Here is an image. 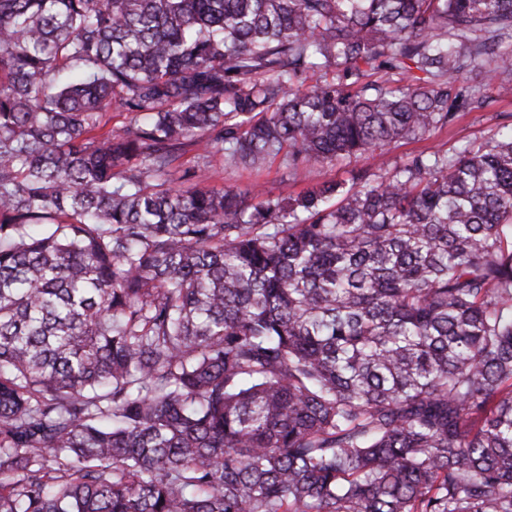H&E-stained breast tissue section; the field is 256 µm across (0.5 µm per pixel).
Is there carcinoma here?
Masks as SVG:
<instances>
[{
    "label": "carcinoma",
    "mask_w": 512,
    "mask_h": 512,
    "mask_svg": "<svg viewBox=\"0 0 512 512\" xmlns=\"http://www.w3.org/2000/svg\"><path fill=\"white\" fill-rule=\"evenodd\" d=\"M483 88L512 0H0V512H512V127L176 177ZM488 103L479 109L470 112H461L458 119L448 127L436 130L423 141L401 142L389 153L365 154L343 166L326 167L321 170H298L289 172L288 167L280 157H277L268 170L257 178V182L264 185L272 195L283 197L296 195L306 187L325 179L333 178L336 181H348L352 172L360 168H368L373 172H384L391 169L396 163L407 160L418 151L429 147L450 149L468 142H481L490 131H495L503 125L512 124V98H497L495 93L487 90ZM180 173L179 176L183 175L187 171V179L180 180L179 183L183 187H207V188H224L234 187L245 189L251 182L256 181L253 176H249L246 172H237L230 168H224L222 170V161L219 156L213 159L212 164L214 165L212 172L208 176V179L200 177V166L201 163L195 157L194 152L185 154L180 160Z\"/></svg>",
    "instance_id": "1"
}]
</instances>
